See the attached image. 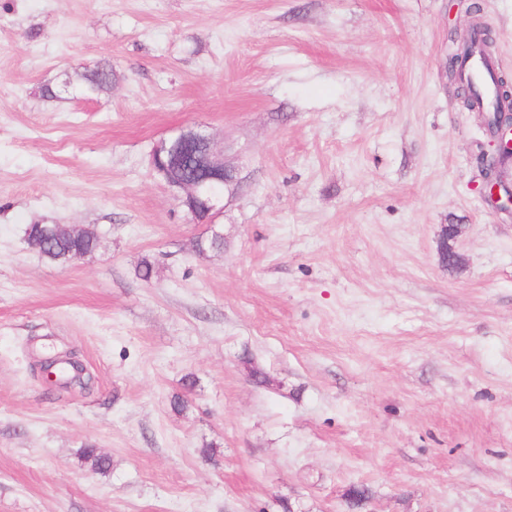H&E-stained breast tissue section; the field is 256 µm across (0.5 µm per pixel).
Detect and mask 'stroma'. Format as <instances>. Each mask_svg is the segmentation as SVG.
I'll use <instances>...</instances> for the list:
<instances>
[{"label":"stroma","mask_w":512,"mask_h":512,"mask_svg":"<svg viewBox=\"0 0 512 512\" xmlns=\"http://www.w3.org/2000/svg\"><path fill=\"white\" fill-rule=\"evenodd\" d=\"M466 2L0 0V512H512V214L448 79ZM482 3L512 76V0ZM181 127L234 172L211 224L150 165ZM37 222L100 246L50 263ZM112 67L104 65L83 74V83L75 88L78 94L90 97L107 90L112 84Z\"/></svg>","instance_id":"35a3bbf8"}]
</instances>
